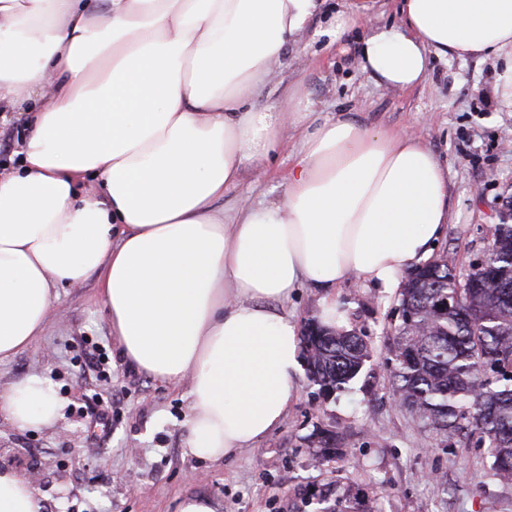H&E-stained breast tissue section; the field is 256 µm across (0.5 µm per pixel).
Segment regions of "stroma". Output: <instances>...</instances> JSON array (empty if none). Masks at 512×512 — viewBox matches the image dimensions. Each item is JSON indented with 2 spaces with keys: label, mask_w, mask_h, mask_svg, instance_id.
Masks as SVG:
<instances>
[{
  "label": "stroma",
  "mask_w": 512,
  "mask_h": 512,
  "mask_svg": "<svg viewBox=\"0 0 512 512\" xmlns=\"http://www.w3.org/2000/svg\"><path fill=\"white\" fill-rule=\"evenodd\" d=\"M355 0H325L310 30L290 45L284 67L259 93L263 104L301 90L322 116L356 113L365 123L421 136L448 168L450 214L434 255L467 267L487 247L499 212L512 199V109L493 102L495 58L433 59L427 80L410 90L378 84L357 65L366 26L340 43L318 34ZM285 141L265 171L246 168L226 201L277 200L297 153ZM345 325L366 334L372 356L344 392L323 397L307 376L279 427L253 447L219 462L184 456L191 398L188 382L167 384L131 367L112 335L97 277L62 288L42 336L0 363V393L38 371L63 403L50 427L20 430L0 418V466L33 476L45 512H178L203 496L215 512H317L324 491L344 512H512V485L500 483L486 449L444 442L399 406L391 388L393 311L397 294L350 278L336 290ZM106 348L112 371L81 368L85 340ZM112 402V426L91 424L78 409L92 399ZM335 431L336 448L316 457L309 443Z\"/></svg>",
  "instance_id": "stroma-1"
}]
</instances>
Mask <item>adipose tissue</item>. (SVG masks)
Here are the masks:
<instances>
[{"label":"adipose tissue","mask_w":512,"mask_h":512,"mask_svg":"<svg viewBox=\"0 0 512 512\" xmlns=\"http://www.w3.org/2000/svg\"><path fill=\"white\" fill-rule=\"evenodd\" d=\"M323 0H0V122L26 133L0 169V361L41 336L60 288L98 276L130 364L190 382L186 456L218 461L283 421L303 364L283 306L355 277L385 291L420 266L448 223V173L428 144L315 120L296 92L260 104ZM370 28L359 66L410 90L432 57H504L494 94L512 106V0H401ZM299 148L280 199L225 204L285 127ZM50 379L0 393L16 428L56 422ZM0 467V512H43Z\"/></svg>","instance_id":"obj_1"}]
</instances>
